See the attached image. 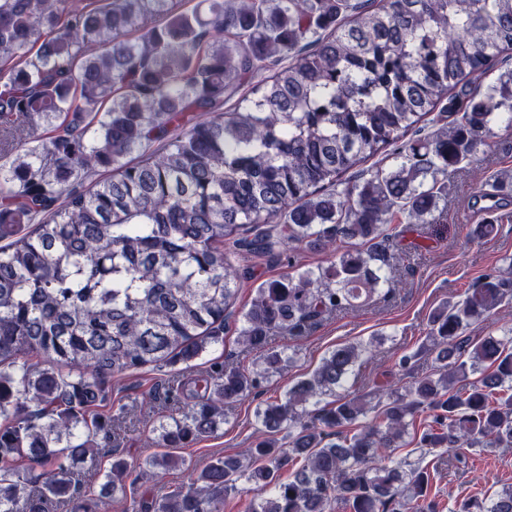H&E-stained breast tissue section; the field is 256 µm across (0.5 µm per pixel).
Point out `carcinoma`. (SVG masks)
Here are the masks:
<instances>
[{"instance_id":"1","label":"carcinoma","mask_w":512,"mask_h":512,"mask_svg":"<svg viewBox=\"0 0 512 512\" xmlns=\"http://www.w3.org/2000/svg\"><path fill=\"white\" fill-rule=\"evenodd\" d=\"M505 53L512 0H0V512L78 499L77 466L111 439L94 408L112 379L224 348L240 249L305 242L332 260L256 288L239 330L262 351L252 369L214 361L169 387L158 477L296 362L274 334L389 293L392 217L433 223L448 173L512 125V72L484 84ZM435 112L461 116L422 134ZM41 123L47 141L13 145ZM380 155L391 167L351 181ZM339 235L369 247L340 252ZM511 291L489 275L434 309L435 366L407 385L351 394L383 339L337 346L258 407L246 457L133 512H220L241 484L256 489L245 512H436V450L512 447V336L466 335ZM423 413L420 459H393ZM130 476L112 450L103 491ZM456 512H512V485Z\"/></svg>"}]
</instances>
